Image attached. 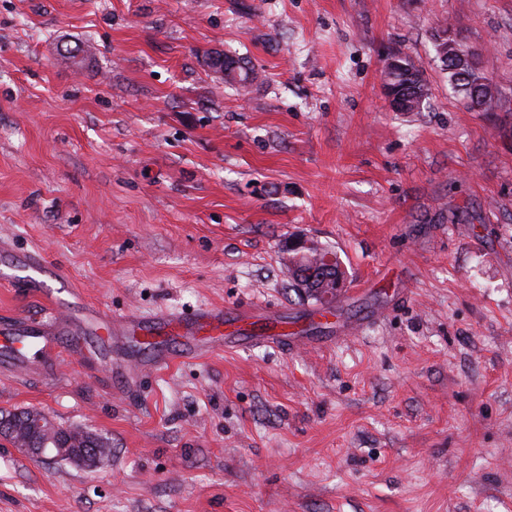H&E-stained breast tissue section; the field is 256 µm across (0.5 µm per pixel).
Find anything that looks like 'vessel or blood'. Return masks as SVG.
<instances>
[{"label": "vessel or blood", "instance_id": "vessel-or-blood-1", "mask_svg": "<svg viewBox=\"0 0 512 512\" xmlns=\"http://www.w3.org/2000/svg\"><path fill=\"white\" fill-rule=\"evenodd\" d=\"M50 264L41 258L29 257L13 265L9 281L23 284L38 291H46L45 279L51 276ZM65 289L70 281H63ZM63 293L48 294L51 316L46 320H19L0 328V353L23 357L24 368L38 366L42 355L54 345L57 330L71 321L82 323L95 346L108 345L116 336H135L144 347L156 352L153 368H163L172 361L173 355L167 349L169 341H180L187 353L200 354L221 350L237 342L240 333L250 329L252 324L274 326L280 323L277 312L263 309H224L204 307L182 314L163 313L150 319L131 314H110L93 307L74 310Z\"/></svg>", "mask_w": 512, "mask_h": 512}]
</instances>
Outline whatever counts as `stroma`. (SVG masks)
<instances>
[{"label": "stroma", "instance_id": "1", "mask_svg": "<svg viewBox=\"0 0 512 512\" xmlns=\"http://www.w3.org/2000/svg\"><path fill=\"white\" fill-rule=\"evenodd\" d=\"M444 23L495 111L452 88ZM395 54L422 111L388 103ZM296 233L342 262L332 322ZM1 245L114 314L274 306L290 336L0 364V412L112 445L84 469L0 437V512H512V0H0ZM48 305L0 280V323Z\"/></svg>", "mask_w": 512, "mask_h": 512}]
</instances>
